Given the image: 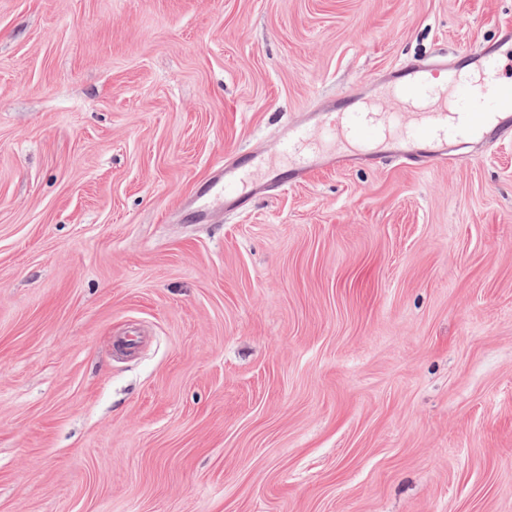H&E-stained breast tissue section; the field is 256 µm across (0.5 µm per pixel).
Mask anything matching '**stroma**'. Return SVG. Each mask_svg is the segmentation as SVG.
<instances>
[{
    "instance_id": "35a3bbf8",
    "label": "stroma",
    "mask_w": 512,
    "mask_h": 512,
    "mask_svg": "<svg viewBox=\"0 0 512 512\" xmlns=\"http://www.w3.org/2000/svg\"><path fill=\"white\" fill-rule=\"evenodd\" d=\"M507 28L512 0H0V512H512V132L190 209Z\"/></svg>"
}]
</instances>
